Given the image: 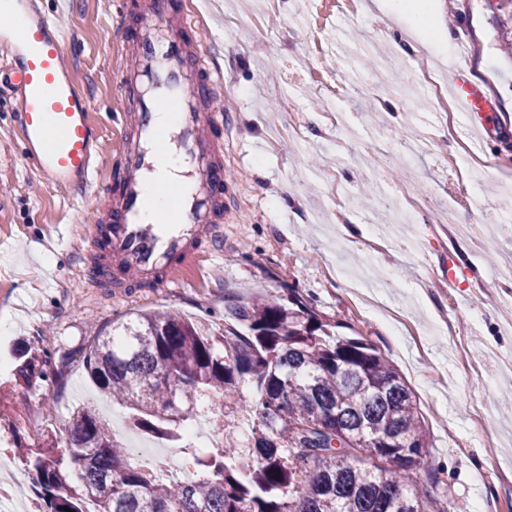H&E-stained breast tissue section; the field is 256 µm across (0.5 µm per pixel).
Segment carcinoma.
<instances>
[{
	"label": "carcinoma",
	"instance_id": "obj_1",
	"mask_svg": "<svg viewBox=\"0 0 512 512\" xmlns=\"http://www.w3.org/2000/svg\"><path fill=\"white\" fill-rule=\"evenodd\" d=\"M336 327L276 294L227 303L218 333L178 311L112 324L82 356L90 380L129 409L131 429L176 444L200 477L179 484L156 463H133L83 403L63 440L14 442L39 512H84L90 499L94 512H445L438 487L415 478L429 466V442L412 389L373 344ZM15 372L28 387L63 375L29 346ZM175 385L191 406L163 419ZM204 401L220 432L226 408L255 415L248 448L230 433L219 452L185 442Z\"/></svg>",
	"mask_w": 512,
	"mask_h": 512
}]
</instances>
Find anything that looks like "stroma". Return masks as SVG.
<instances>
[{"label":"stroma","instance_id":"35a3bbf8","mask_svg":"<svg viewBox=\"0 0 512 512\" xmlns=\"http://www.w3.org/2000/svg\"><path fill=\"white\" fill-rule=\"evenodd\" d=\"M118 2L37 0L91 95L109 161ZM357 2L350 18L336 0H193L229 95L237 209L221 252L204 249L161 288L88 286L79 252L105 196L41 182L13 98L0 99V349L12 358L27 342L69 363L60 391L0 370V465L19 466L14 436L64 430L94 400L80 354L105 326L175 307L219 329L225 301L289 287L394 362L440 466L419 478L436 482L447 512H512V407L501 402L512 396V61L497 0H431L430 27L460 32L452 53L374 71L358 61L364 47L400 40L406 23ZM459 64L496 106L481 136L451 92ZM389 193L423 206L374 249Z\"/></svg>","mask_w":512,"mask_h":512}]
</instances>
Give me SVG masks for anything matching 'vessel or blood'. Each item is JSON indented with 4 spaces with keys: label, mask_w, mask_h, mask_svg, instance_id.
<instances>
[{
    "label": "vessel or blood",
    "mask_w": 512,
    "mask_h": 512,
    "mask_svg": "<svg viewBox=\"0 0 512 512\" xmlns=\"http://www.w3.org/2000/svg\"><path fill=\"white\" fill-rule=\"evenodd\" d=\"M113 27L117 168L99 153L92 100L65 64L59 27L44 20L36 0H0V91L15 97L25 158L42 182L80 194L101 177L115 186L89 227L87 268L118 265L156 275L163 286L202 244L219 250L236 210L231 163L216 134L224 126L217 103L224 74L197 36L190 0H121ZM454 86L466 111H493L464 70H456ZM164 112L173 113L171 125L161 124ZM173 156L186 172L167 188L171 211L147 220V182Z\"/></svg>",
    "instance_id": "b4317fda"
}]
</instances>
